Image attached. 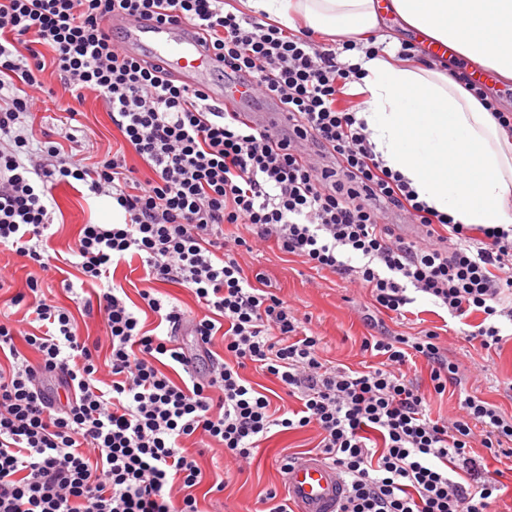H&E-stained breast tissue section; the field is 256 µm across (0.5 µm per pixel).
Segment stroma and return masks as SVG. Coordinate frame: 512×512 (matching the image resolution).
I'll list each match as a JSON object with an SVG mask.
<instances>
[{
  "instance_id": "1",
  "label": "stroma",
  "mask_w": 512,
  "mask_h": 512,
  "mask_svg": "<svg viewBox=\"0 0 512 512\" xmlns=\"http://www.w3.org/2000/svg\"><path fill=\"white\" fill-rule=\"evenodd\" d=\"M45 87L54 91L59 108L46 110L44 105L34 109L36 133H53L59 126L61 108L77 106L81 126L80 140L90 141L97 155L119 148L123 138L113 126L112 120L99 100L89 97L82 104H75L59 76L52 71L42 75ZM57 204L54 214L53 234L48 241L50 252L66 254L77 238L82 225L108 224L112 221V202L105 197L88 196L81 186L61 184L54 188ZM241 263L245 270L263 272L277 293L298 313L309 318L311 328L322 336L323 356L331 361L353 368L361 367L366 356L361 344L370 329L363 319L371 297L367 289L348 283L339 276L316 272L302 263L300 258L286 254L275 243L261 245L259 251L243 254ZM0 265L4 266L12 290L25 288L29 277H37L45 294L73 315L82 312L84 290L78 288L79 274L76 269L62 266L58 270L42 271L27 265L7 248L0 246ZM73 281V291H66L63 280ZM479 314H472L467 323L449 318L441 310L425 300H418L409 314L402 318L387 319V327L396 333L416 335L420 330L447 326L442 336L448 346L449 357L458 359L464 369L462 386H449L444 395L431 403L433 416L451 417L459 411L461 390L475 394L499 407L512 416V341L503 343L500 351L486 354L478 341H467L469 326L479 324ZM488 360L489 371H479L477 364ZM316 444V434L311 430L287 433H271L255 449L244 467L226 464L219 452L204 449L198 461L205 475L194 494L201 512H264L265 494L273 488H281V460L291 453H307ZM223 481V492L211 489L215 481Z\"/></svg>"
}]
</instances>
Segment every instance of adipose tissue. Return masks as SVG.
<instances>
[{"label": "adipose tissue", "instance_id": "1", "mask_svg": "<svg viewBox=\"0 0 512 512\" xmlns=\"http://www.w3.org/2000/svg\"><path fill=\"white\" fill-rule=\"evenodd\" d=\"M287 29L354 41L365 72L363 119L386 166L462 224L512 225V133L454 74L383 50L367 55L384 13L403 29L512 80V0H238Z\"/></svg>", "mask_w": 512, "mask_h": 512}]
</instances>
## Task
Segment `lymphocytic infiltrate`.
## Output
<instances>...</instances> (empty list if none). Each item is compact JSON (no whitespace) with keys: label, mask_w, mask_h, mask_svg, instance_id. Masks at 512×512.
Segmentation results:
<instances>
[{"label":"lymphocytic infiltrate","mask_w":512,"mask_h":512,"mask_svg":"<svg viewBox=\"0 0 512 512\" xmlns=\"http://www.w3.org/2000/svg\"><path fill=\"white\" fill-rule=\"evenodd\" d=\"M120 13L197 27L225 77L274 101L284 128L236 107L214 111L204 91L124 56L107 26ZM351 48L225 10L224 0H0V245L51 269L52 189L62 183L110 198L122 217L83 225L68 252L94 287L85 311L101 318L104 340L81 336L34 277L10 299L23 317H0V512H200L192 444L208 440L240 464L275 427L316 432L347 486L342 512H497L503 485L485 476L479 452L512 461V416L469 394L459 417H432V399L460 381L438 329L383 331L362 342L375 364L333 363L264 273L247 275L238 260L272 240L310 269L368 288L377 313L405 316L419 296L454 319L481 314L467 337L482 349L506 342L512 225L457 223L384 165L365 123L339 105L363 78L341 58ZM49 66L75 100L103 103L150 177L120 150L78 154L72 108L58 140L34 145ZM389 215L421 235L405 238ZM133 257L149 330L114 278ZM160 282L187 288L199 314L159 297ZM184 327L193 348L176 340ZM418 358L430 389L407 377ZM250 366L298 408L273 406L245 377ZM175 367L177 381L167 374ZM52 378L63 396L48 394Z\"/></svg>","instance_id":"obj_1"}]
</instances>
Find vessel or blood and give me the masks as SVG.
<instances>
[{
  "mask_svg": "<svg viewBox=\"0 0 512 512\" xmlns=\"http://www.w3.org/2000/svg\"><path fill=\"white\" fill-rule=\"evenodd\" d=\"M120 32V45L131 55L161 67L180 83L203 88L217 104H238L239 91L227 90L224 63L200 42L194 27L137 18L114 21ZM295 512H341L347 494L340 472L323 457L306 454L284 470Z\"/></svg>",
  "mask_w": 512,
  "mask_h": 512,
  "instance_id": "1",
  "label": "vessel or blood"
}]
</instances>
